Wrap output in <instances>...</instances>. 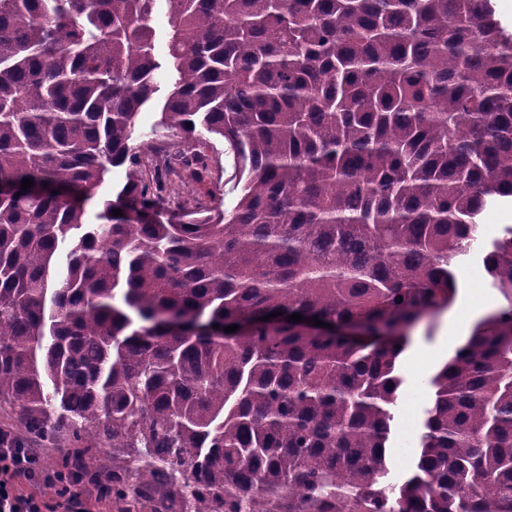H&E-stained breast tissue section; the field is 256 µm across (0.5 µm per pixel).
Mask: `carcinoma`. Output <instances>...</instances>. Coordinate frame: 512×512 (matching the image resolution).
Listing matches in <instances>:
<instances>
[{"label":"carcinoma","instance_id":"obj_1","mask_svg":"<svg viewBox=\"0 0 512 512\" xmlns=\"http://www.w3.org/2000/svg\"><path fill=\"white\" fill-rule=\"evenodd\" d=\"M156 2L0 0L5 433L106 448L112 497L184 512H271L281 492L294 512H512V228L484 256L508 306L432 377L414 472L386 483L410 331L512 199L492 0H165V148L133 143ZM212 137L241 184L228 211L176 191ZM126 181V167L111 168L106 174L102 186L97 192L84 203L85 220L89 224H98L104 222L99 218L102 213V203L104 199L112 198L115 192L123 186Z\"/></svg>","mask_w":512,"mask_h":512}]
</instances>
